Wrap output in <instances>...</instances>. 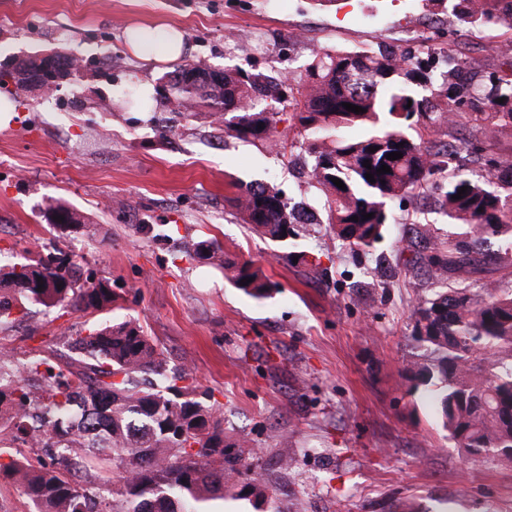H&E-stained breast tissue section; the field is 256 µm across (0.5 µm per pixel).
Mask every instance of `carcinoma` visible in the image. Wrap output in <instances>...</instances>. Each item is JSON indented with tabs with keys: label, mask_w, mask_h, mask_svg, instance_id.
I'll return each mask as SVG.
<instances>
[{
	"label": "carcinoma",
	"mask_w": 512,
	"mask_h": 512,
	"mask_svg": "<svg viewBox=\"0 0 512 512\" xmlns=\"http://www.w3.org/2000/svg\"><path fill=\"white\" fill-rule=\"evenodd\" d=\"M421 8L448 17L451 33L500 31L505 42L494 49L497 62L380 44L317 50L303 73L278 83L263 73L184 61L160 84L175 110L224 126L226 137L270 148L278 146L273 104L292 107L306 174L321 200L317 220L299 223L307 204L274 185L238 182L230 199L242 222L273 243L286 245L322 226L368 252L391 223L390 204L416 194L432 195L437 213L464 227L443 238L428 224L416 227L431 247L407 271L434 285L416 297L411 313L415 340L432 354L416 379L431 392L462 456L512 464V287L468 285L488 265L512 266V154L499 153L502 139L512 138V0H421ZM27 62L26 69L15 57L0 62V87L43 85V62ZM346 103L365 112L348 111ZM349 127L360 135L345 137ZM421 128L446 140L431 147L406 133ZM391 152L403 157L390 160ZM383 164L391 171L376 173ZM463 186L467 192L454 198ZM47 212L63 237L85 227L69 208L51 205ZM187 253L223 270L245 295H269L261 269L229 259L217 239L194 242ZM34 306L110 312L112 320L69 341L73 357L64 369L50 355L17 359L0 348V482L18 486L35 512H225L224 489L251 469L246 441L224 444L220 405L198 391L190 367H168L143 328L119 314L111 281L84 275L75 255L56 242L23 262L0 256V323L26 321ZM9 448H35L36 461L11 454L5 462ZM109 470V500L77 481L80 473ZM275 498L256 494L252 512H279Z\"/></svg>",
	"instance_id": "cac0c4a2"
}]
</instances>
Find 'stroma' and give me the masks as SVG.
I'll return each mask as SVG.
<instances>
[{
	"mask_svg": "<svg viewBox=\"0 0 512 512\" xmlns=\"http://www.w3.org/2000/svg\"><path fill=\"white\" fill-rule=\"evenodd\" d=\"M135 22L182 31L186 60L272 76L301 73L322 47L418 49L430 25L408 0H0V60L63 52L81 59L52 93L15 96L0 126V249L16 261L54 241L49 204L77 209L83 233L65 238L97 277L118 282L169 367L188 365L224 410V435L258 459L242 482L283 487L282 512H512V464L467 462L445 437L426 387L411 373L427 352L411 309L427 282L380 277L378 257L407 263L416 224L446 235L420 196L392 206L384 239L364 253L323 231L276 247L239 221L230 182L270 183L315 202L292 164L302 138L289 112L282 147L225 137L175 113L108 109L138 82L158 84L174 62L133 52ZM111 58V69L99 68ZM217 238L227 256L260 266L273 285L254 300L188 243ZM317 266L296 261V251ZM99 315L58 311L0 324V345L26 358L70 361L68 342ZM297 460L281 467V457Z\"/></svg>",
	"mask_w": 512,
	"mask_h": 512,
	"instance_id": "obj_1",
	"label": "stroma"
}]
</instances>
